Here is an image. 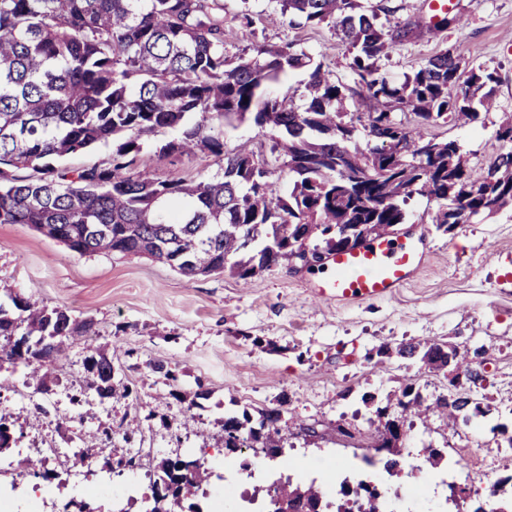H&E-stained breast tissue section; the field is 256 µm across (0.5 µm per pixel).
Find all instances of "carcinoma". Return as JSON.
<instances>
[{
    "mask_svg": "<svg viewBox=\"0 0 512 512\" xmlns=\"http://www.w3.org/2000/svg\"><path fill=\"white\" fill-rule=\"evenodd\" d=\"M282 16L311 27L333 22L351 48L355 86L330 78L323 64L290 43L262 44L251 58L229 56L224 0H0V224H26L73 253L149 256L188 278L227 272L242 280L310 253L339 252L396 230L414 195L436 203L444 234L512 210V142L475 166L462 145L428 133L431 126L474 123L495 107L494 73L445 49L400 84L377 62L402 43L381 15L396 8L359 0H269ZM238 31L252 27L250 0H239ZM309 70L306 94L279 98L268 85ZM464 85L463 95L451 89ZM373 115L371 141L360 142L347 107ZM408 110L409 126L398 117ZM235 119L278 133L271 153L284 158L288 182L248 149L225 150L224 124ZM163 129L178 137L155 146L160 158L208 153L224 161L212 178L160 180L138 170L143 136ZM115 148L106 163L73 168L64 161L101 142ZM0 303V370L32 368L49 387L64 340L88 335L93 323L21 295ZM417 359L434 371L448 362L473 382L485 378L468 354L435 340L384 346L382 357ZM90 386L105 398H127L114 384L112 359L88 358ZM400 416L382 420L378 450L392 458L400 418L455 426L481 412L464 392L427 401L414 383L396 399ZM293 425L279 408L224 417V448L283 456ZM147 512H184L205 465L179 454L161 459ZM293 512H328L324 491L286 482L274 487ZM382 501L340 486L334 512H382Z\"/></svg>",
    "mask_w": 512,
    "mask_h": 512,
    "instance_id": "cac0c4a2",
    "label": "carcinoma"
}]
</instances>
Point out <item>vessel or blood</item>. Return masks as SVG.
Listing matches in <instances>:
<instances>
[{
  "instance_id": "vessel-or-blood-1",
  "label": "vessel or blood",
  "mask_w": 512,
  "mask_h": 512,
  "mask_svg": "<svg viewBox=\"0 0 512 512\" xmlns=\"http://www.w3.org/2000/svg\"><path fill=\"white\" fill-rule=\"evenodd\" d=\"M423 258L417 238L378 236L331 255L330 274L315 284L313 293L322 300L380 299L406 284Z\"/></svg>"
}]
</instances>
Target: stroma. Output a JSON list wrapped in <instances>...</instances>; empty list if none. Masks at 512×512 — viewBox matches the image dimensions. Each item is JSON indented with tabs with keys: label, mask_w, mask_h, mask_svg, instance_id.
Wrapping results in <instances>:
<instances>
[{
	"label": "stroma",
	"mask_w": 512,
	"mask_h": 512,
	"mask_svg": "<svg viewBox=\"0 0 512 512\" xmlns=\"http://www.w3.org/2000/svg\"><path fill=\"white\" fill-rule=\"evenodd\" d=\"M265 7V0H255L258 15L242 37L231 21L238 2L224 0L229 53L249 57L257 45L287 42L350 82L351 54L332 25L272 23L260 15ZM453 12L462 25L424 30L378 66L399 84L428 57L453 47L493 71L496 109L476 123L440 129L481 162L498 147L493 134L502 114L512 113V0H454ZM174 135L167 129L145 137L142 169L161 180L218 172L219 159L204 153L158 158L156 142ZM433 209L417 195L406 205L403 229L422 235L425 253L413 279L387 298L357 303L315 298L312 267L281 265L247 280L224 273L190 279L149 257L78 255L28 225L0 224V302L20 294L92 319L96 330L67 340L51 404L33 401L37 383L24 366L0 370V416L14 438L9 457L21 466L31 448H77L85 434L109 431L106 447L83 474L84 484L97 490L89 504L94 512H142L144 499H127L102 483L116 456L147 448L155 463L222 448L225 415L276 407L295 422L288 434L292 455L305 470L332 477L372 454L375 409L396 399L406 383L427 398L447 392V371L417 361L384 362L377 354L383 345L432 339L478 351L487 412L453 428L436 417L426 428L404 427L401 449L420 462L428 447L457 443L468 466L456 477L468 490L467 505L486 500L490 486L512 468V449L496 430L500 424L512 429V292L496 286V258L512 252V212L442 234L431 224ZM99 351L131 388L129 398L103 399L91 387L84 360ZM159 362L174 380L153 372ZM173 389L180 399L170 397ZM366 394L373 403H363ZM340 424L352 426L354 439L337 437Z\"/></svg>",
	"instance_id": "35a3bbf8"
}]
</instances>
